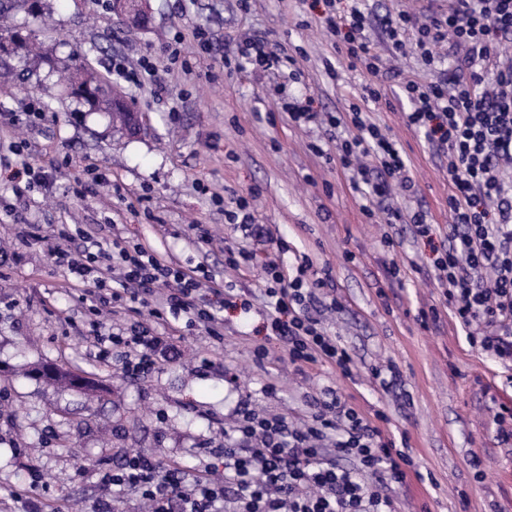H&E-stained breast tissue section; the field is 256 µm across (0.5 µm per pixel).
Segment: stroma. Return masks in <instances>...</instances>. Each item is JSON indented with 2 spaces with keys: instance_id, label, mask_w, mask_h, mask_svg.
<instances>
[{
  "instance_id": "obj_1",
  "label": "stroma",
  "mask_w": 512,
  "mask_h": 512,
  "mask_svg": "<svg viewBox=\"0 0 512 512\" xmlns=\"http://www.w3.org/2000/svg\"><path fill=\"white\" fill-rule=\"evenodd\" d=\"M422 5L361 0L367 37L387 50L385 15ZM146 7L150 24L138 30L113 13L110 0H42L40 11H17L13 22L35 33L45 58L0 55V70L11 73L0 81V512H26L14 492L31 486L40 502L92 512L104 494L101 472L128 453L189 473L211 466L209 449L223 447L224 431L240 410L297 422L327 386L366 416L383 411L385 432L407 439L415 475L391 490L399 512H512V449L493 441L498 404L512 407V369L472 347L448 313L421 325L420 310L443 305L430 245L405 229L399 245L387 249L388 226L366 217L353 172L334 162L347 127L331 138L294 123L282 108L284 101L309 99L315 111L348 112L366 79L339 61L320 8L313 0H252L246 11L238 0H147ZM198 29L208 34L210 53L199 51ZM255 32L294 65L274 73L225 69L228 39ZM177 33L183 40L174 63ZM75 52L134 102L141 134L115 131L107 115L86 111L57 85V68ZM145 56L156 62L163 88L113 75V59L134 69ZM184 59L191 72L182 70ZM395 66L400 77L379 76L384 100L369 109L370 120L406 154L415 183V195L397 189L393 200L443 228L450 222L448 173L423 133L408 125L400 78L441 82L448 65L429 66L412 53ZM19 139L27 140L30 163L50 181L21 197L9 180L17 162L10 144ZM92 164L107 182L88 174ZM242 198L247 227L226 219ZM20 224L33 225L34 240L19 241ZM56 224H97L100 237H124L162 261L205 264L216 284L247 293L252 307L224 309L220 339L184 332L183 320H176L154 369L129 377L118 358H96L92 325L122 334L133 321L151 327L155 320L124 307L96 314L82 284L47 258ZM197 224L210 230V241L197 238ZM280 239L287 250H278ZM228 248L253 253V264L225 265ZM304 255L336 284L342 308L321 317L352 355V377L328 365L296 373L286 346L263 327L266 264L288 275ZM260 345L269 351L261 366L253 356ZM390 363L403 385L386 392L370 370ZM44 364L92 386L34 377ZM273 378L280 388L266 393ZM474 454L483 461L484 479L468 464Z\"/></svg>"
}]
</instances>
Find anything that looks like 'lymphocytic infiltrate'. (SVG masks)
Listing matches in <instances>:
<instances>
[{"mask_svg": "<svg viewBox=\"0 0 512 512\" xmlns=\"http://www.w3.org/2000/svg\"><path fill=\"white\" fill-rule=\"evenodd\" d=\"M342 0H324V28L340 59L369 74L362 84L361 105L346 116L332 115V128L347 126L351 134L336 155L341 168L356 172L353 188L368 196L367 217L388 224L410 222L415 236L431 238L423 212L405 216L399 208H381L393 187L414 192L408 160L397 142L372 123L362 104L382 98L375 78L386 63L364 29L367 18ZM385 34L393 57L417 50L425 64L447 47L452 68L442 84L405 81L410 106L407 122L446 162L451 222L444 243L433 246L431 268L444 300L469 343L501 362L512 361V0H451L447 10L401 11L388 15ZM237 67L281 69L282 57L260 33L236 45ZM50 259L79 281H93L90 294L104 305L114 303L149 309L160 325L186 317L213 336L221 335L219 308L249 309V300L234 301L214 289V301L201 303L204 287L195 270L162 262L148 248L122 246L99 238L97 230L58 225ZM309 262L293 276L269 265L267 326L287 346L297 371L330 364L342 376L353 374L354 361L339 336L317 318L318 309H339L329 281L312 277ZM160 337L131 326L125 336L95 333L100 356L112 347L125 350V368L137 375L153 366ZM384 412L366 419L354 406L326 390L301 425L280 417L242 413L232 435L215 454L224 460V479L210 469L185 480L180 469L139 453L129 455L101 482L115 492L135 491L150 512H218L229 503L233 512H396L386 484H405L409 456L385 435Z\"/></svg>", "mask_w": 512, "mask_h": 512, "instance_id": "lymphocytic-infiltrate-1", "label": "lymphocytic infiltrate"}]
</instances>
